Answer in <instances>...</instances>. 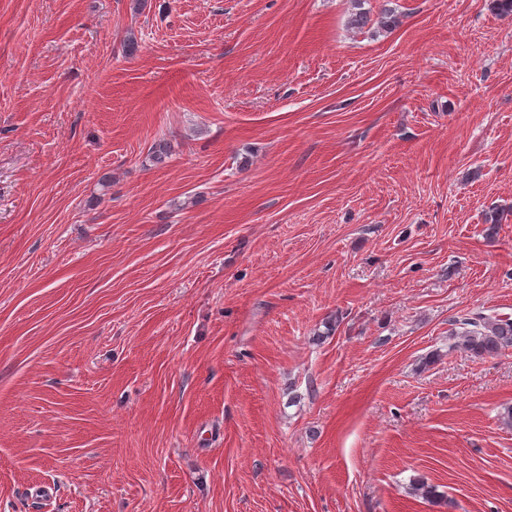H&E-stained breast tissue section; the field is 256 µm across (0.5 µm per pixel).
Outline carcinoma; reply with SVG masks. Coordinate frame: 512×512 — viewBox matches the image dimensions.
Instances as JSON below:
<instances>
[{"instance_id": "cac0c4a2", "label": "carcinoma", "mask_w": 512, "mask_h": 512, "mask_svg": "<svg viewBox=\"0 0 512 512\" xmlns=\"http://www.w3.org/2000/svg\"><path fill=\"white\" fill-rule=\"evenodd\" d=\"M354 12L350 14L348 24L361 30L368 25V12L361 7L362 0H353ZM459 329L452 333L454 348L475 357H492L505 350L512 349V319H500L483 313L466 314L458 318ZM414 491L427 500H437L442 495L436 486L420 477L412 482Z\"/></svg>"}]
</instances>
